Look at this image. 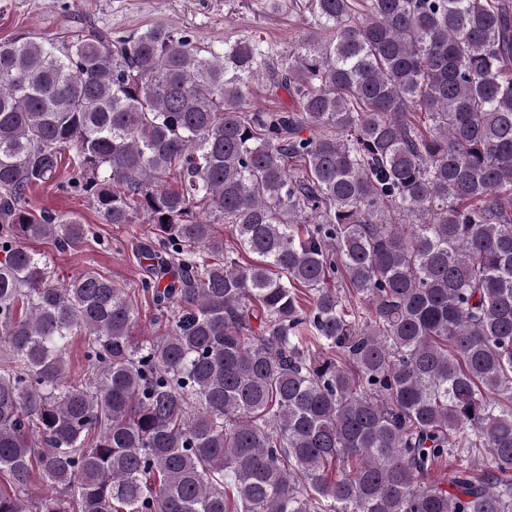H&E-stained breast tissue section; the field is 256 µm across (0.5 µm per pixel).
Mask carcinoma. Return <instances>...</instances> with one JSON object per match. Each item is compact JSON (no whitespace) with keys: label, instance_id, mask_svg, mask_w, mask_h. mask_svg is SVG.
<instances>
[{"label":"carcinoma","instance_id":"carcinoma-1","mask_svg":"<svg viewBox=\"0 0 512 512\" xmlns=\"http://www.w3.org/2000/svg\"><path fill=\"white\" fill-rule=\"evenodd\" d=\"M365 3L311 0L279 112L253 44L0 43V512H512V0ZM66 150L165 334L23 245L87 237L26 207ZM290 105L291 100L286 92L280 91L277 95L272 94L266 86L265 79L260 78L252 83L244 102V109L246 111L260 109L274 112L287 109Z\"/></svg>","mask_w":512,"mask_h":512}]
</instances>
